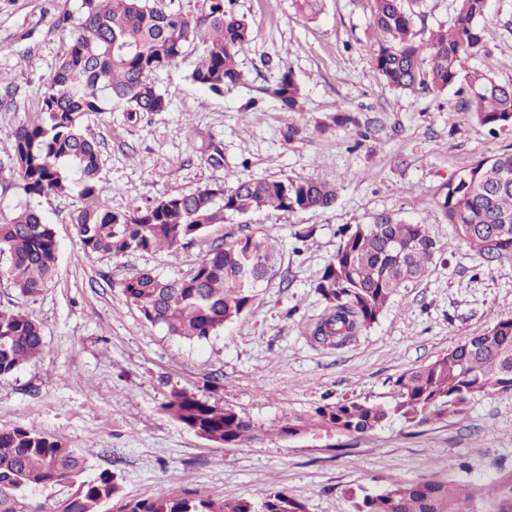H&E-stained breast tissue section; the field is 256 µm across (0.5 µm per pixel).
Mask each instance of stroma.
I'll list each match as a JSON object with an SVG mask.
<instances>
[{
    "instance_id": "35a3bbf8",
    "label": "stroma",
    "mask_w": 512,
    "mask_h": 512,
    "mask_svg": "<svg viewBox=\"0 0 512 512\" xmlns=\"http://www.w3.org/2000/svg\"><path fill=\"white\" fill-rule=\"evenodd\" d=\"M253 28L236 62L244 84L215 95L191 78L197 53L151 80L167 111L127 121L121 110L91 121L105 159L97 194L115 212L223 183L230 176L289 177L335 184V203L317 211L265 208L226 217L163 251L85 257L77 195H0V208L29 200L59 245L55 275L36 297L19 294L0 256V308L43 327L45 348L0 376V429L46 432L84 454L93 472L117 474L127 499L173 487L259 498L284 489L306 512H356L361 489L395 476L442 477L486 487L512 472V391L473 401L465 417L409 429L395 421L351 435L319 431L282 437L293 413L339 400L391 401L406 370L512 318V256L487 261L455 233L437 204L441 187L467 164L512 150V129L489 133L463 106L457 87L401 91L372 67L377 47L371 0H322L310 19L292 0H234ZM82 0H0V182L16 181L13 129L36 122L49 78L79 31ZM454 0H421L416 41L452 26ZM484 51L471 67L512 83V0H490ZM292 70L299 111L261 93L278 70ZM345 122H336V115ZM301 139L284 143L288 126ZM224 145V165H208L201 141ZM380 214L426 224L443 254L416 285L395 296L379 320L340 346L312 332L326 304L314 284L335 254L342 229ZM313 237L297 245L295 229ZM270 238L280 253L274 275L244 315L208 339L182 342L147 323L122 284L138 272L187 276L230 235ZM188 390L234 409L253 440L224 446L174 421L162 408Z\"/></svg>"
}]
</instances>
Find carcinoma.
<instances>
[{
	"label": "carcinoma",
	"instance_id": "carcinoma-1",
	"mask_svg": "<svg viewBox=\"0 0 512 512\" xmlns=\"http://www.w3.org/2000/svg\"><path fill=\"white\" fill-rule=\"evenodd\" d=\"M419 0H372L374 26L382 39L373 56L378 75L390 86L442 92L466 85V109L491 130L512 128V84L468 67L485 48L483 25L488 0H456V17L446 30L417 43L411 36ZM233 0H204L196 12L172 10L166 0H83L81 33L47 83L41 117L13 131L17 179L29 196L77 193L91 200L75 219L86 255L165 251L177 255L183 241L224 223L227 214L262 208L282 211L325 209L336 186L322 181L235 177L230 183L199 188L116 213L95 199L104 166L99 142L84 133L94 117L122 105L135 122L147 112H164L166 98L150 76L179 64L185 48H199L193 82L220 95L244 83L237 68L239 48L252 35ZM290 112L300 107V87L284 71L261 88ZM206 163L224 166V146L203 143ZM438 205L459 238L489 261L512 255V151L477 160L448 180ZM10 256L8 274L23 296L41 293L58 261L50 224L30 204L0 209V255ZM273 244L258 235L232 236L214 246L187 277L162 279L138 273L122 283L126 300L142 318L186 342L208 338L242 317L256 289L276 264ZM441 254L427 225L381 214L370 224L341 232L336 254L315 283L327 314L315 339L341 345L375 323L402 289L422 279ZM39 322L21 311L0 308V376L42 353ZM389 403L338 401L306 416L280 421L284 437L311 429L365 433L400 420L410 428L460 418L469 404L493 393L512 391V318L486 333L410 368L395 381ZM164 409L196 435L224 445L255 438L251 423L233 409L212 405L195 394L171 393ZM87 459L52 435L25 427L0 430V512H306L283 489L259 502L224 494L201 495L184 488L140 500L119 496L116 474H89ZM51 494L42 498L40 493ZM493 512H512V473L487 491ZM483 496L452 479H391L380 491H363L357 512H480Z\"/></svg>",
	"mask_w": 512,
	"mask_h": 512
}]
</instances>
